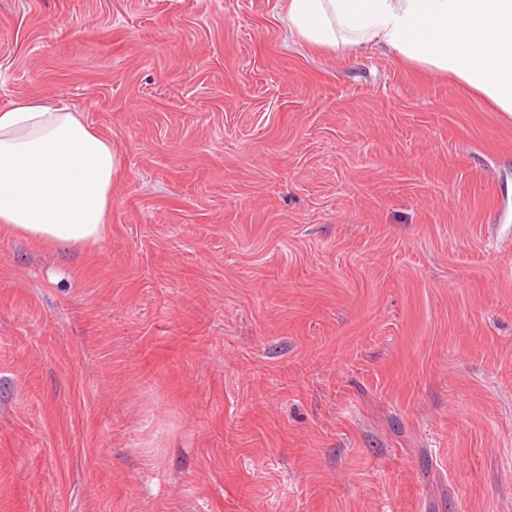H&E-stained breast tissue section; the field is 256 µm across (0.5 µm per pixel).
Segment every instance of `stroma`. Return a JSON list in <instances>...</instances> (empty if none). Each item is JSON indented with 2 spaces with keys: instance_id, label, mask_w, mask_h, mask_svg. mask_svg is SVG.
<instances>
[{
  "instance_id": "obj_1",
  "label": "stroma",
  "mask_w": 512,
  "mask_h": 512,
  "mask_svg": "<svg viewBox=\"0 0 512 512\" xmlns=\"http://www.w3.org/2000/svg\"><path fill=\"white\" fill-rule=\"evenodd\" d=\"M285 0H0V109L119 160L0 225V512H512V117ZM118 158L62 97L0 110V224L58 249L99 244Z\"/></svg>"
}]
</instances>
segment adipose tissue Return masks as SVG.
<instances>
[{"instance_id":"adipose-tissue-1","label":"adipose tissue","mask_w":512,"mask_h":512,"mask_svg":"<svg viewBox=\"0 0 512 512\" xmlns=\"http://www.w3.org/2000/svg\"><path fill=\"white\" fill-rule=\"evenodd\" d=\"M285 21L311 48L383 49L512 115V0H287ZM118 166L64 98L18 97L0 110V224L63 250L97 245Z\"/></svg>"}]
</instances>
